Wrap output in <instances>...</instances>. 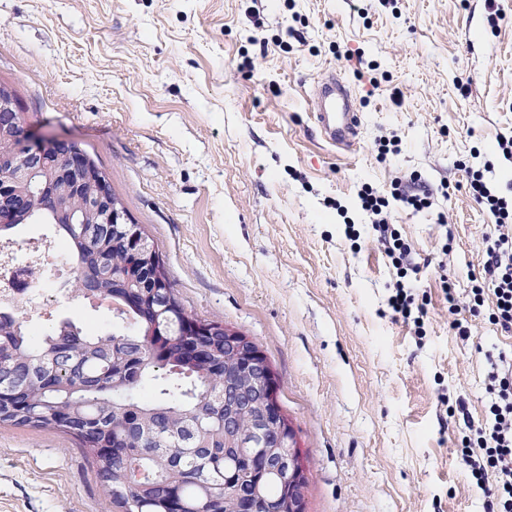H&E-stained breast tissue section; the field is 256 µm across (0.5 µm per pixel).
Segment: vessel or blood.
<instances>
[{
	"label": "vessel or blood",
	"mask_w": 512,
	"mask_h": 512,
	"mask_svg": "<svg viewBox=\"0 0 512 512\" xmlns=\"http://www.w3.org/2000/svg\"><path fill=\"white\" fill-rule=\"evenodd\" d=\"M315 99L314 120L323 139L334 146L350 145L360 120L349 91L336 78L330 77L318 82Z\"/></svg>",
	"instance_id": "b4317fda"
}]
</instances>
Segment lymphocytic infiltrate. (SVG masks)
<instances>
[{"label": "lymphocytic infiltrate", "mask_w": 512, "mask_h": 512, "mask_svg": "<svg viewBox=\"0 0 512 512\" xmlns=\"http://www.w3.org/2000/svg\"><path fill=\"white\" fill-rule=\"evenodd\" d=\"M468 189L476 201L494 218L502 231L482 240L486 255L481 272L472 275L466 294H458L453 281L443 278L441 288L448 297V311L453 314L452 329L467 336L468 328L460 316L487 315L491 324L512 332V235L503 231L512 223V202L488 185L481 172H473ZM361 208L372 218L377 240L395 268L398 279L388 298L394 314L421 323L426 311L406 281L413 265L411 249L389 222L391 200H399L416 210L432 204L427 190L410 181L398 184L392 197L379 195L370 187L358 194ZM486 386L491 396L484 422L469 425L459 442L461 463L469 470L477 486H484L487 475H494L495 487L485 502L486 512H512V360L498 355Z\"/></svg>", "instance_id": "obj_1"}]
</instances>
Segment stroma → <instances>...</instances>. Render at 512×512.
<instances>
[{
    "label": "stroma",
    "instance_id": "stroma-1",
    "mask_svg": "<svg viewBox=\"0 0 512 512\" xmlns=\"http://www.w3.org/2000/svg\"><path fill=\"white\" fill-rule=\"evenodd\" d=\"M328 74L361 114L347 150L314 122ZM0 82L105 169L187 312L265 353L305 512H484L457 439L485 420L488 356L512 355V333L471 317L458 336L440 284L467 290L497 231L470 172L512 197V0H0ZM413 175L435 202L391 220L419 267L420 334L387 304L396 271L357 198ZM14 239L56 248L43 306L20 312L32 339L64 318L111 329L49 225ZM100 468L73 436L0 425V512H122Z\"/></svg>",
    "mask_w": 512,
    "mask_h": 512
}]
</instances>
